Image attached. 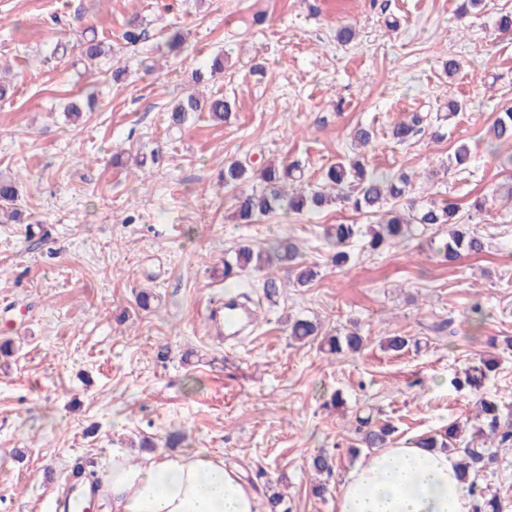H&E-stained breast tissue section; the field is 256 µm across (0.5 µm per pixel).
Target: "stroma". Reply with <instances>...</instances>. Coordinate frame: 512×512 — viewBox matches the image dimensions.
I'll return each mask as SVG.
<instances>
[{
  "label": "stroma",
  "mask_w": 512,
  "mask_h": 512,
  "mask_svg": "<svg viewBox=\"0 0 512 512\" xmlns=\"http://www.w3.org/2000/svg\"><path fill=\"white\" fill-rule=\"evenodd\" d=\"M459 0H0V70L14 91L0 100V178L20 179L22 224H0V512H50L75 466L98 472L116 448L137 459V440L180 453L203 451L236 468L258 497L286 496L290 512H336L339 486L356 462L349 451L356 414L392 422L398 440L475 417L477 394L512 416V174L486 152L498 112L512 107V35L498 31L512 0H485L458 19ZM138 20L145 39L122 34ZM352 26L351 43L336 39ZM180 31L182 50L167 39ZM96 36L112 56L94 73L50 56L54 41ZM224 70L210 74L215 54ZM456 57L460 69L444 64ZM125 68L124 83L112 70ZM94 92L79 125L70 99ZM194 93L233 104L224 124L194 114L182 133L165 113ZM462 109L441 131L425 127L407 144L390 127L414 112ZM371 126V168L404 172L414 194L452 197L488 247L441 263L425 240L382 253L357 251L336 267L326 254L328 224H368L343 205L304 216L278 214L237 223L219 172L239 159L260 168L299 162L317 185L351 154L350 131ZM479 152L462 172L447 167L460 144ZM148 173L134 178L135 160ZM486 199L472 214L469 205ZM298 239L320 274L307 288L266 298L257 276L248 292L259 307L240 339L207 335L204 309L224 291L225 252L248 241ZM151 290L150 310L136 303ZM481 302V332L465 320ZM324 331L359 329L367 346L327 355L291 345L288 316ZM390 335L414 347L383 348ZM483 355L498 366L481 392L455 389ZM341 393L343 405L331 397ZM336 465L324 497L311 492L309 459Z\"/></svg>",
  "instance_id": "stroma-1"
}]
</instances>
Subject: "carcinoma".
Instances as JSON below:
<instances>
[{
	"instance_id": "cac0c4a2",
	"label": "carcinoma",
	"mask_w": 512,
	"mask_h": 512,
	"mask_svg": "<svg viewBox=\"0 0 512 512\" xmlns=\"http://www.w3.org/2000/svg\"><path fill=\"white\" fill-rule=\"evenodd\" d=\"M111 54V47L88 39L81 43L77 63L84 70L95 65L98 58ZM232 111L231 103L224 97L201 100L193 94L180 99L167 113V129L179 132L192 112H206L212 122L221 124ZM428 116L414 113L408 120L392 125L390 133L398 144L407 143L427 121ZM488 150L496 154L499 146H512V108L499 113L490 129ZM224 189L233 193L234 217L239 224H251L257 217L275 213L300 214L315 212L331 203H345L357 212L379 216L375 224H330L323 238L332 263L338 267L347 265L352 258V245L362 239L370 251L405 245L419 234L436 225H447L448 235L440 240L429 239L430 249L443 261L453 264L464 256L479 254L485 250L483 238L460 222L459 206L446 199L417 203L411 197V178L402 173L396 176L376 175L367 170L365 158L340 160L330 166L323 184L314 189L288 192V183L303 178L297 163L279 167L268 165L257 171L247 161L231 160L224 164ZM19 190L14 180H0V223L15 222L20 216L16 201ZM288 274V281L297 288H305L319 276L318 265L304 258L298 240L292 236L274 238L267 247L241 244L230 255L224 256V280L230 292L243 287L240 274L253 271L263 276L262 288L270 295L285 286L279 271ZM487 313L483 305L475 303L468 309L467 322L480 330ZM288 335L296 343L309 344L321 341L326 352L336 356L356 354L364 347L365 337L357 331L329 336L323 333L322 324L316 320L297 318L288 321ZM496 368L493 358L482 357L465 374L464 381L473 390H480L488 373ZM479 411L484 416L489 433L479 432L481 441L471 439L464 447H456L460 441V426L452 423L440 434L417 438V443L427 448H446L460 454L459 468L467 481L469 495L475 501L473 512H502L501 500L485 491L479 484L480 476L493 463L496 455L490 450L488 439L497 437L499 444H512V420L501 417L498 404L490 399L479 398ZM355 442L352 452L361 448H386L390 446L395 428L382 423L373 415L356 417ZM334 458L320 452L310 460L311 470L320 476H330Z\"/></svg>"
}]
</instances>
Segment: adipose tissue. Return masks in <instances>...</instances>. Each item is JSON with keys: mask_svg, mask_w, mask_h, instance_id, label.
<instances>
[{"mask_svg": "<svg viewBox=\"0 0 512 512\" xmlns=\"http://www.w3.org/2000/svg\"><path fill=\"white\" fill-rule=\"evenodd\" d=\"M457 463L413 440L362 454L340 485L336 512H472ZM100 480L112 512H258L239 474L203 452H147L133 465L116 449Z\"/></svg>", "mask_w": 512, "mask_h": 512, "instance_id": "ef3b65f1", "label": "adipose tissue"}]
</instances>
